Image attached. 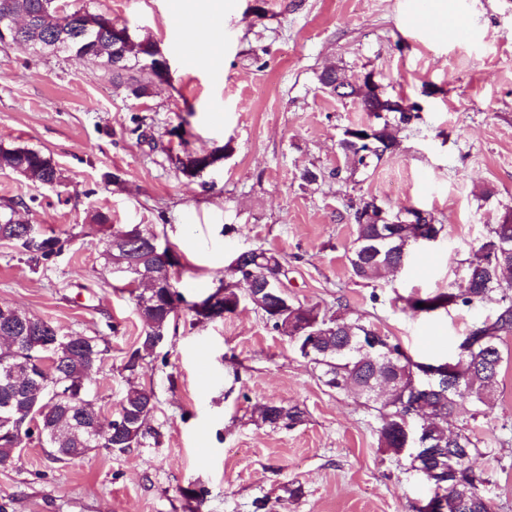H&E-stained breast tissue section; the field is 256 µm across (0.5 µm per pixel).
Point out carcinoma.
Here are the masks:
<instances>
[{"mask_svg": "<svg viewBox=\"0 0 512 512\" xmlns=\"http://www.w3.org/2000/svg\"><path fill=\"white\" fill-rule=\"evenodd\" d=\"M41 8V0H0V10L32 15ZM91 56L79 50L77 57L86 58L102 65L121 60V69H110L112 79L124 82L133 95L147 94L149 74L136 68V63L146 54L156 51L149 40H131L120 46L107 33L100 34L98 43L90 48ZM349 97L360 99L366 112H391L394 121L388 120L378 127L374 137L376 148L367 151V145L359 139L358 131L348 128L341 140L344 152L357 157L365 164L368 157L379 158L397 146L396 127L408 123L417 105H406L400 98L375 92L365 84L348 86ZM26 169V177L40 185L51 181L55 175V162L48 156L25 147L0 145V168ZM27 208L23 200L9 199L0 204V240L19 244L27 261L38 267L54 261L64 250L68 239L49 235L36 224L22 220L21 210ZM356 239L370 238L377 225L389 221L404 224L406 217L391 215L373 200L361 199L351 203ZM93 222L104 227L107 235L104 250L105 261L126 257L133 262L127 276L128 284L143 279L160 284L155 300L149 306H141L136 298V308L146 326L140 337V345L131 352L124 369L134 372L140 361L153 354L152 336L157 331H167L174 311L171 304L183 300L178 291L171 269L174 264L154 253L151 240L156 234L135 225H114L108 215L98 212ZM490 239L505 243L512 249V214L504 216L501 223L491 229ZM411 250L410 232L395 237L379 256L364 255L352 250L348 257L354 275L361 279L375 280L390 264L408 259ZM497 256L483 244L467 260L464 284L446 292L428 297L407 300V308L414 314H430L453 306H468L488 296L497 295L498 308L482 323L481 330L471 333V343L454 359L455 370L448 385L438 392L415 394L412 375L422 362L413 360L400 344L381 334L375 326L352 319L343 313L325 318L315 306H296L288 299H276L261 307L272 329L295 346L300 347L298 330L309 327L315 333L316 353L310 362L327 378V384L338 392H351L374 402L380 427L378 440L394 457L405 458L409 466L420 471L434 486H444L451 500L449 512H492V505L480 491L484 479L475 471L472 457L480 453L478 439L468 424L451 426L449 420L459 413L471 410V419L483 413L497 382L501 363L502 346L512 335V280L499 282L494 277ZM283 263L277 254L261 249H251L243 256V265L232 273L230 282L219 279L224 290L222 306L228 313L234 312L241 303V296L248 288L254 274L281 272ZM17 330L16 346L0 345V418L13 416L16 422L12 434L0 437V460L8 457L12 449L21 448L26 441L37 438L52 453L74 456L94 448L125 450L152 433L147 427V414L155 409L152 391L131 385L123 396L120 407L125 415L135 416V422L125 425L112 421V430L88 439L93 415L99 412L89 396V382L93 364L102 359L103 338L83 336L73 342L51 322L29 316L6 304H0V330ZM422 402L433 417L430 433L441 445L429 449V453L414 454L411 443L413 404ZM36 403L40 413L35 424L20 417V412ZM303 412L296 406L266 404L260 411L261 422L273 427H292L301 422Z\"/></svg>", "mask_w": 512, "mask_h": 512, "instance_id": "carcinoma-1", "label": "carcinoma"}]
</instances>
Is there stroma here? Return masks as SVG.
I'll return each mask as SVG.
<instances>
[{"label": "stroma", "mask_w": 512, "mask_h": 512, "mask_svg": "<svg viewBox=\"0 0 512 512\" xmlns=\"http://www.w3.org/2000/svg\"><path fill=\"white\" fill-rule=\"evenodd\" d=\"M414 2L222 0L215 69L188 59L171 28L203 0H68L157 45L169 77L140 98L99 65L0 47V144L51 156L63 175L44 187L0 170V201H29V222L68 241L34 271L0 240V302L61 333L104 337L89 384L104 416L117 414L132 383L156 403V435L138 447L58 461L27 441L0 463L8 512H254L258 499L267 512H414L430 498L408 461L380 448L377 412L325 386L250 300L215 320L188 308L217 289L214 274L235 252L261 247L283 257L289 301L373 323L417 361L453 355L496 311L493 296L431 316L405 301L460 286L468 259L512 211V0H424L426 11L468 26L463 41L419 20ZM330 67L354 80L373 74L386 94L419 106L397 149L368 167L340 141L379 118L321 89ZM138 117L147 120L142 141ZM216 148L224 158L203 177L179 171L185 151ZM308 169L318 181L302 180ZM361 198L393 213L421 209L443 229L401 271L357 278L348 202ZM97 212L153 230L180 257L172 273L186 303L132 375L124 364L144 325L124 277L106 265ZM503 352L474 467L495 512H512V336ZM269 402L299 405L303 422L262 424ZM199 489L203 500L189 498Z\"/></svg>", "instance_id": "obj_1"}]
</instances>
